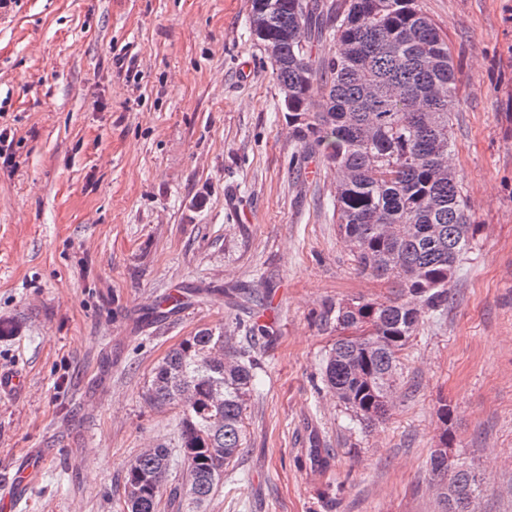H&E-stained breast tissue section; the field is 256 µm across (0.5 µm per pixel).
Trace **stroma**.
Returning a JSON list of instances; mask_svg holds the SVG:
<instances>
[{"mask_svg": "<svg viewBox=\"0 0 512 512\" xmlns=\"http://www.w3.org/2000/svg\"><path fill=\"white\" fill-rule=\"evenodd\" d=\"M458 66V172L478 231L448 310L405 351L393 407L362 429L325 388L327 307L382 299L332 209L334 178L290 132L251 0H13L0 12V474L49 466L20 512H117L131 460L176 446L153 368L203 327L250 347L245 443L206 512H442L452 456L512 512V0H418ZM188 286L211 293L150 323Z\"/></svg>", "mask_w": 512, "mask_h": 512, "instance_id": "1", "label": "stroma"}]
</instances>
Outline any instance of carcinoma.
<instances>
[{"mask_svg": "<svg viewBox=\"0 0 512 512\" xmlns=\"http://www.w3.org/2000/svg\"><path fill=\"white\" fill-rule=\"evenodd\" d=\"M252 0L250 23L260 20L276 40L269 61L278 87L288 89V123L300 143L319 150L335 177L332 201L340 235L358 271L396 279L386 300L357 298L336 304V337L326 359V386L365 429L384 421L398 387L404 352L423 318L448 309V285L460 269L477 225L462 182L441 152L452 145L458 105L457 67L440 28L417 0ZM334 42L331 55H313L315 40ZM193 288L167 295L150 320L177 313ZM222 349L218 361L212 352ZM254 391L247 349L224 342L221 329L201 328L172 348L153 369L149 402L181 409L179 448L192 495L185 512H201L244 445V411ZM193 393L195 402L182 403ZM170 450L157 445L127 467L121 512H161ZM429 474L450 487L444 512L483 494V481L463 460L449 463L432 450Z\"/></svg>", "mask_w": 512, "mask_h": 512, "instance_id": "obj_1", "label": "carcinoma"}]
</instances>
